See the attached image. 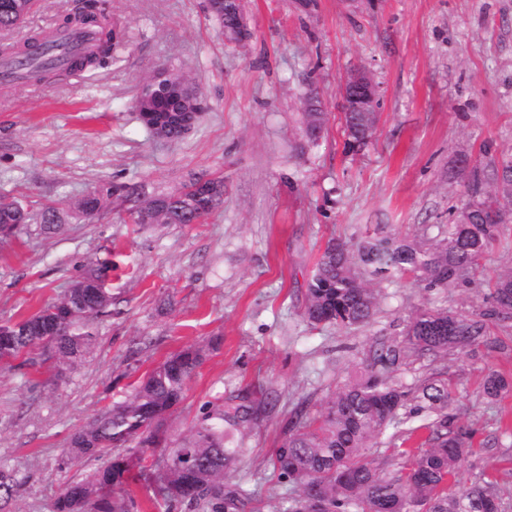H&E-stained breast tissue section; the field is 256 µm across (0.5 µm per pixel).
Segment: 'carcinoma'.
I'll return each mask as SVG.
<instances>
[{
    "label": "carcinoma",
    "instance_id": "cac0c4a2",
    "mask_svg": "<svg viewBox=\"0 0 512 512\" xmlns=\"http://www.w3.org/2000/svg\"><path fill=\"white\" fill-rule=\"evenodd\" d=\"M17 0H0V31L17 27L25 15ZM210 13L232 32L240 5L210 0ZM64 31L81 30L93 37V47L70 52L67 68L50 58L54 45L31 37L26 44L9 46L11 62L21 78L42 82L49 75L81 71L104 64L119 43L121 30L108 23L100 0H82L75 14L61 22ZM185 112H160L158 121L171 139L180 136ZM128 190L114 185L106 194L86 196L78 210L90 218L105 208L107 199ZM466 194L469 209L437 228L430 239L397 237L380 230L356 248L331 239L321 254L306 288L304 320L311 326L333 324L339 328L364 327L375 315L378 291L364 275L386 279L409 273L428 288H446L469 282L478 261L501 236L504 211L500 200L512 202V160L490 161L472 168ZM224 179L203 175L191 178L175 195L146 200L139 210L140 224H197L207 217V200H222ZM32 220L30 211L16 200L0 198V229L10 232ZM105 262L88 263L87 270L56 300L31 316L0 324V366L40 350L43 362L62 372L85 357L92 348L96 325L112 306V294H102L92 283L108 274ZM512 319V270L494 284L491 307L478 315L445 309L421 308L412 317L400 342L379 340L371 346L361 374L346 383L312 417L307 407H297L287 432L275 448L272 464L278 478L294 495L283 499L274 512H300L304 497L315 494L327 512H499L500 504L489 483H474L466 491L448 492V485L467 463L472 436L448 413L454 400L445 374L426 379L417 388L414 409L405 410L399 367L408 355L438 357L483 343L493 345L486 320ZM206 357L202 345H188L170 354L132 386L121 401L102 411L74 431L65 456L88 461L104 455L109 460L88 480L61 489L50 512H138L126 487L143 469L148 451L169 452L154 484L151 503L159 512L185 505L195 512H260L256 498L239 483L225 481L235 471L241 448L233 436L256 424L268 403L245 390L224 401L192 426L180 442L168 441L163 426L186 398L188 386ZM512 391V381L491 370L480 394L489 403ZM424 417L428 436L415 451L396 449L401 468L386 472L371 465L368 453L376 439L392 431L412 434V418ZM22 479L0 463V510L17 495Z\"/></svg>",
    "mask_w": 512,
    "mask_h": 512
}]
</instances>
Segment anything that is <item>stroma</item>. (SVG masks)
<instances>
[{
    "label": "stroma",
    "instance_id": "obj_1",
    "mask_svg": "<svg viewBox=\"0 0 512 512\" xmlns=\"http://www.w3.org/2000/svg\"><path fill=\"white\" fill-rule=\"evenodd\" d=\"M74 4L38 0L0 39L20 44L57 28ZM241 9L251 37L239 45L207 0H106L126 33L106 68L0 84V196L61 217L51 234L34 219L0 236V323L56 299L89 261L112 262V313L90 354L58 378L44 365L0 370V460L23 480L6 512H49L66 483L89 477L96 462L64 459L74 430L190 344L208 345V355L167 433L184 437L237 390L273 397L240 436L230 475L271 512L292 492L271 457L297 403L319 414L375 339L401 340L418 308L486 312L495 280L512 268L511 221L470 284L377 280L368 326L303 318L306 282L329 240L354 246L380 224L412 237L448 223L471 168L512 157V0H241ZM159 65L195 82L206 104L194 130L169 142L133 108ZM361 69L379 87V123L352 151L342 86ZM312 92L324 114L314 141L305 133ZM194 173L224 180L212 214L197 224L132 223L143 199L181 191ZM110 184L140 193L112 197L87 220L76 201ZM489 330L499 348L410 357L400 377L413 385L447 371L449 411L473 435L454 484L492 480L501 512H512V392L493 404L479 394L488 371L512 376V320Z\"/></svg>",
    "mask_w": 512,
    "mask_h": 512
}]
</instances>
